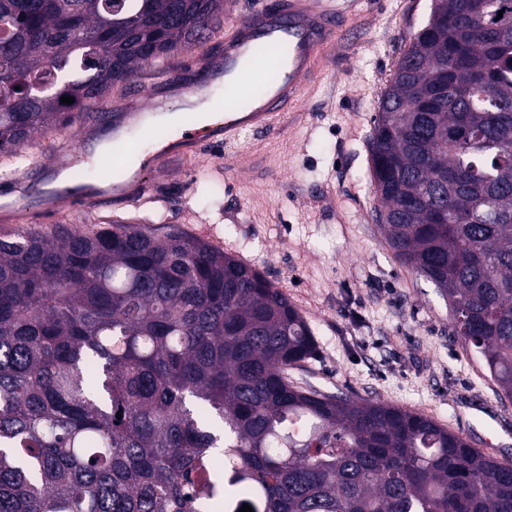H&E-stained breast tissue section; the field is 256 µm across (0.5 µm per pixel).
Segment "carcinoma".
<instances>
[{"label": "carcinoma", "mask_w": 512, "mask_h": 512, "mask_svg": "<svg viewBox=\"0 0 512 512\" xmlns=\"http://www.w3.org/2000/svg\"><path fill=\"white\" fill-rule=\"evenodd\" d=\"M434 2L373 122L376 221L511 400L512 0ZM223 16L224 0H0V160L29 162ZM315 353L271 280L178 225L1 233L0 512H512L511 464L289 381Z\"/></svg>", "instance_id": "carcinoma-1"}]
</instances>
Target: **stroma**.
I'll return each instance as SVG.
<instances>
[{"label": "stroma", "instance_id": "stroma-1", "mask_svg": "<svg viewBox=\"0 0 512 512\" xmlns=\"http://www.w3.org/2000/svg\"><path fill=\"white\" fill-rule=\"evenodd\" d=\"M356 38L340 42L309 98L279 129L247 136L225 156L207 148L151 173L150 198L104 196L91 210L42 208L60 171L93 167L112 127L93 113L64 135L39 138L30 163L0 173V231L47 230L86 218L177 224L264 272L303 314L317 354L290 369L294 384L425 414L474 448L512 463V400L451 334L438 289L402 265L374 219L368 138L378 100L433 0H348ZM199 50L143 66V94L179 109L200 69Z\"/></svg>", "mask_w": 512, "mask_h": 512}]
</instances>
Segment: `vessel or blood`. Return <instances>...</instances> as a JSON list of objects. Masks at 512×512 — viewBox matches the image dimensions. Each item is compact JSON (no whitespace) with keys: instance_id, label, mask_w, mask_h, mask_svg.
Wrapping results in <instances>:
<instances>
[{"instance_id":"1","label":"vessel or blood","mask_w":512,"mask_h":512,"mask_svg":"<svg viewBox=\"0 0 512 512\" xmlns=\"http://www.w3.org/2000/svg\"><path fill=\"white\" fill-rule=\"evenodd\" d=\"M350 27L347 10L334 0H272L270 5L224 20V49L205 63L204 81L192 85L199 93L224 82L245 94L251 77L265 64L263 53L278 50L277 76L245 106L228 107L206 122L186 121L172 150L145 155L135 175L138 198L151 194L146 176L165 165H176L197 150L215 145L233 149L244 132H268L283 126L308 97L312 81Z\"/></svg>"}]
</instances>
